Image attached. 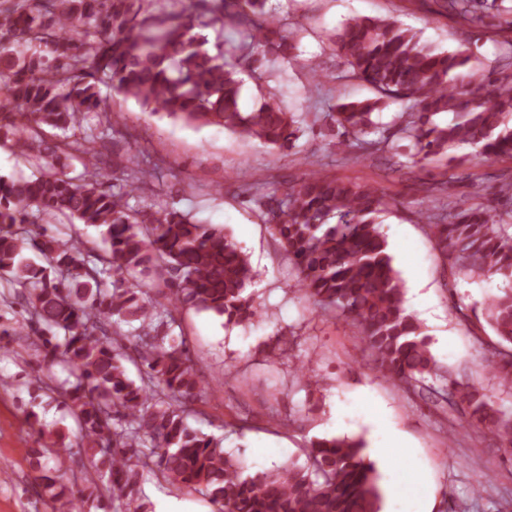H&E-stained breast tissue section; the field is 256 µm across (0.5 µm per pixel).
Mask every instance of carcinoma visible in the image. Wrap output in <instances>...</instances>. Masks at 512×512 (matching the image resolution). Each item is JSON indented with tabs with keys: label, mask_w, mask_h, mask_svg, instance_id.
Segmentation results:
<instances>
[{
	"label": "carcinoma",
	"mask_w": 512,
	"mask_h": 512,
	"mask_svg": "<svg viewBox=\"0 0 512 512\" xmlns=\"http://www.w3.org/2000/svg\"><path fill=\"white\" fill-rule=\"evenodd\" d=\"M471 28L512 33L504 0H435ZM266 0H12L0 6V140L14 142L37 169L33 179L0 177V303L25 302L28 329L40 341V389L68 409L76 447L89 469L70 472L71 449L57 443L26 451L40 472L49 512L99 499L110 512H144L142 471L201 493L217 512H379L380 494L364 445L347 437L308 444L307 462L247 472L220 441L189 426L203 392L179 314L188 308L224 318V326L259 316L247 254L224 228L195 219L166 200H130L147 178L130 150H116L112 173L97 145L112 138L106 88L169 118L221 127L287 152L300 119L275 94L252 112L240 107L242 78L271 77L273 64L295 57L297 40L265 11ZM235 36L206 47L203 29ZM351 77L374 96L338 102L328 130L351 149H394L413 142L426 161L460 145L484 158H512V71L467 69V49L438 52L390 19L354 17L328 39ZM399 101L406 119L376 140V112ZM101 115L84 123L89 113ZM451 115L442 122L439 117ZM82 160L74 179L67 161ZM254 203L288 257L299 290L323 311L337 312L389 380L448 401L447 388L478 424L512 449V415L491 397L452 378L432 355L421 324L404 307L379 214L384 196L319 170ZM101 229L104 248H83L47 225ZM432 233L450 268L471 277L512 280V224L476 206L440 218ZM161 280L167 291L150 290ZM486 316L498 341L487 363L512 384V290L494 297ZM135 326L133 353L124 333ZM139 376L130 374L129 365ZM67 371L57 382L54 367ZM442 382L435 388L434 383Z\"/></svg>",
	"instance_id": "obj_1"
}]
</instances>
